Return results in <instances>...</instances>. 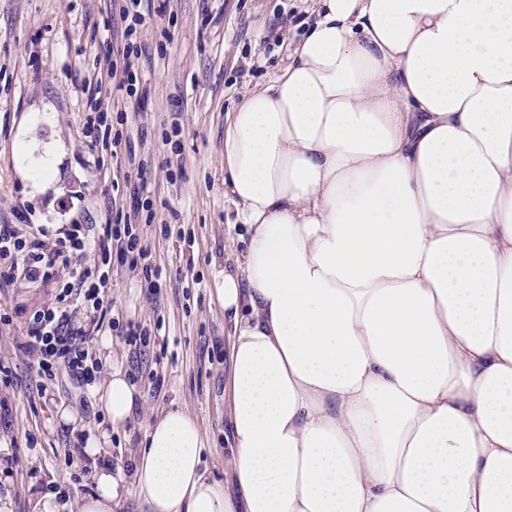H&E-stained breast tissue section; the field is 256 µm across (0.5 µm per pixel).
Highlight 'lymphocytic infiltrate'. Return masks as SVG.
Here are the masks:
<instances>
[{"instance_id": "1", "label": "lymphocytic infiltrate", "mask_w": 512, "mask_h": 512, "mask_svg": "<svg viewBox=\"0 0 512 512\" xmlns=\"http://www.w3.org/2000/svg\"><path fill=\"white\" fill-rule=\"evenodd\" d=\"M167 3L121 0L119 14L125 27L112 43L109 71L117 85L100 92L96 111L87 115L82 127L89 147L108 152L122 171L124 186L130 198L140 201V211L149 210L150 204L142 199L144 178L134 169L136 155L123 127L145 96L135 69L136 60L147 53L137 37L138 28L147 17L164 15ZM111 109L116 112L112 118L107 115ZM140 211L118 208L110 223L68 224L52 232L42 225L0 224V295L15 291L25 280L52 289L48 303L24 316L0 308V328L13 327L18 319L25 325L21 349L36 372L38 395H46L60 375L88 387L102 371L93 343L114 323L108 300L113 270L140 272L148 295H155L163 269L151 262L142 243ZM90 251L95 254L93 264H82Z\"/></svg>"}]
</instances>
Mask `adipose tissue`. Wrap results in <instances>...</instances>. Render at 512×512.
<instances>
[{
	"mask_svg": "<svg viewBox=\"0 0 512 512\" xmlns=\"http://www.w3.org/2000/svg\"><path fill=\"white\" fill-rule=\"evenodd\" d=\"M317 3L224 121L233 488L181 410L134 484L150 512H512V0ZM99 401L136 399L115 371ZM127 493L100 468L80 512Z\"/></svg>",
	"mask_w": 512,
	"mask_h": 512,
	"instance_id": "ef3b65f1",
	"label": "adipose tissue"
}]
</instances>
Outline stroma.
<instances>
[{
  "mask_svg": "<svg viewBox=\"0 0 512 512\" xmlns=\"http://www.w3.org/2000/svg\"><path fill=\"white\" fill-rule=\"evenodd\" d=\"M113 7L114 0H0V224L105 223L116 176L106 152L90 149L81 129L96 79L109 67L105 27ZM313 8L314 0H170L164 16L141 27L150 54L139 62L147 95L124 132L136 155L151 162L145 195L155 217L142 237L166 274L152 300L139 275L115 272L110 297L113 314L144 325L156 343L139 355L122 337H98L104 371L120 370L136 391L131 415L114 426L95 387L66 382L52 387L48 400L31 398L36 377L19 349L24 324L0 330V362L16 368L12 384H0L10 408L0 417V471L14 472L0 491V512H35L53 484L66 490L65 512H77L78 499L95 489L94 470L111 463L124 473L152 419L173 408L198 421L208 442L206 474L227 483L228 331L212 288L225 267L240 262L244 246L224 193V118L246 89L268 85L287 63ZM175 118L184 163L173 178L164 161ZM22 137L61 147L47 188L32 187L19 170ZM165 223L181 228L183 238H163ZM66 411L73 420L63 419ZM80 433L100 437L96 456L70 447Z\"/></svg>",
  "mask_w": 512,
  "mask_h": 512,
  "instance_id": "obj_1",
  "label": "stroma"
}]
</instances>
